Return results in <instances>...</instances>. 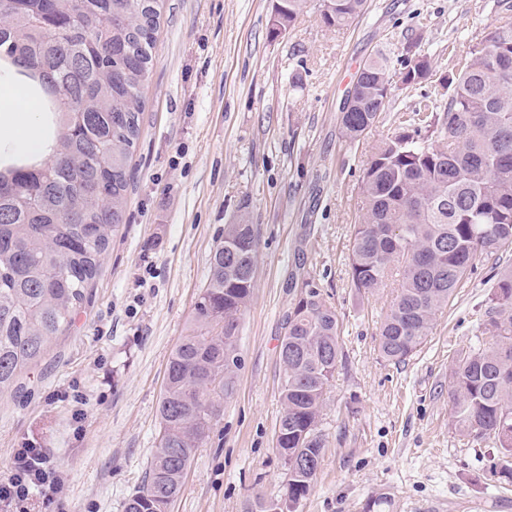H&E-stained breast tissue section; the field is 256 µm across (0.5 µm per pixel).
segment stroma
I'll return each mask as SVG.
<instances>
[{
	"label": "stroma",
	"instance_id": "obj_1",
	"mask_svg": "<svg viewBox=\"0 0 512 512\" xmlns=\"http://www.w3.org/2000/svg\"><path fill=\"white\" fill-rule=\"evenodd\" d=\"M275 0H163L143 90L127 221L71 327L0 396V480L17 448H46L64 512H124L158 446L170 355L191 320L226 224L247 214L259 240L256 288L239 321L233 390L187 469L170 512H259L287 500L274 447L282 412L280 344L303 280H314L342 328L343 359L323 411L322 461L295 512H512V483L491 477L494 445L454 428L449 370L476 340L495 274L512 249L477 258L467 282L402 363L376 333L398 288L359 294L349 243L373 145L400 131L393 115L423 100L444 108L442 78L469 57L512 0H367L341 29L324 0L274 32ZM427 81L393 87L363 141L340 114L359 68L409 41Z\"/></svg>",
	"mask_w": 512,
	"mask_h": 512
}]
</instances>
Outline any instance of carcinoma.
I'll return each mask as SVG.
<instances>
[{
    "instance_id": "obj_1",
    "label": "carcinoma",
    "mask_w": 512,
    "mask_h": 512,
    "mask_svg": "<svg viewBox=\"0 0 512 512\" xmlns=\"http://www.w3.org/2000/svg\"><path fill=\"white\" fill-rule=\"evenodd\" d=\"M309 0H276L272 25L294 26ZM366 0H326L323 22L342 28ZM161 0H8L0 10V55L43 71L58 126L40 160L0 153V394L46 353L98 276L112 235L126 223L131 161L141 134L143 89L153 65ZM400 82L427 80L419 54L400 59ZM389 59L365 62L347 96L342 133L357 142L391 94ZM448 104L400 116L402 131L379 144L363 169L365 209L350 241L359 291L402 273L379 328L378 350L400 363L426 340L436 313L478 256L512 247V21L494 27L467 65L448 78ZM258 239L242 214L224 225L207 285L171 353L159 403L160 433L144 484L125 512H168L185 471L217 420L237 367L239 320L255 288ZM335 309L303 282L280 345L283 413L275 447L321 458L319 423L342 359ZM481 334L450 367L460 436L492 440L512 458V270L498 276ZM316 470L288 473V502L314 487Z\"/></svg>"
}]
</instances>
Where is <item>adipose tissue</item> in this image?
<instances>
[{"label":"adipose tissue","mask_w":512,"mask_h":512,"mask_svg":"<svg viewBox=\"0 0 512 512\" xmlns=\"http://www.w3.org/2000/svg\"><path fill=\"white\" fill-rule=\"evenodd\" d=\"M41 105L38 99L19 85H0V138L14 141L22 150L40 151Z\"/></svg>","instance_id":"1"}]
</instances>
